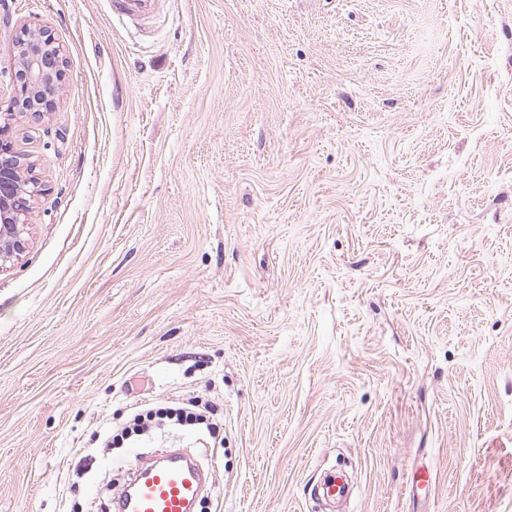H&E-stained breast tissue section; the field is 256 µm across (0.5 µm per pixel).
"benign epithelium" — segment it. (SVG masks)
I'll return each instance as SVG.
<instances>
[{
    "label": "benign epithelium",
    "mask_w": 512,
    "mask_h": 512,
    "mask_svg": "<svg viewBox=\"0 0 512 512\" xmlns=\"http://www.w3.org/2000/svg\"><path fill=\"white\" fill-rule=\"evenodd\" d=\"M18 52L12 76L17 92L0 102V264L27 248V215L40 195L39 183L23 176L26 154L15 145V120L28 114L41 118L55 111V95L65 76L66 60L48 29L26 26L14 40Z\"/></svg>",
    "instance_id": "benign-epithelium-1"
}]
</instances>
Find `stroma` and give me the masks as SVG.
Here are the masks:
<instances>
[{
    "instance_id": "obj_1",
    "label": "stroma",
    "mask_w": 512,
    "mask_h": 512,
    "mask_svg": "<svg viewBox=\"0 0 512 512\" xmlns=\"http://www.w3.org/2000/svg\"><path fill=\"white\" fill-rule=\"evenodd\" d=\"M66 61L16 121L0 512H109L186 448L202 512H512V0H0ZM210 402L216 434L105 437ZM433 480L410 493L412 470ZM112 15L131 20H146L155 16L157 0H110Z\"/></svg>"
}]
</instances>
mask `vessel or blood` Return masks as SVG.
I'll use <instances>...</instances> for the list:
<instances>
[{"label": "vessel or blood", "mask_w": 512, "mask_h": 512, "mask_svg": "<svg viewBox=\"0 0 512 512\" xmlns=\"http://www.w3.org/2000/svg\"><path fill=\"white\" fill-rule=\"evenodd\" d=\"M114 15L132 20L155 16L157 0H110ZM132 482L112 498L113 512H191L190 503L202 490L205 478L189 457H161L150 466H136Z\"/></svg>", "instance_id": "vessel-or-blood-1"}]
</instances>
